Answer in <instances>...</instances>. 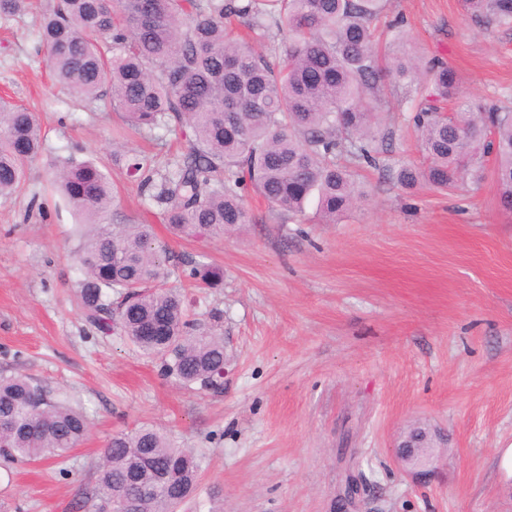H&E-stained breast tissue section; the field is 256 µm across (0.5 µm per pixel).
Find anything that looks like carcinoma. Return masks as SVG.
<instances>
[{
	"label": "carcinoma",
	"instance_id": "cac0c4a2",
	"mask_svg": "<svg viewBox=\"0 0 512 512\" xmlns=\"http://www.w3.org/2000/svg\"><path fill=\"white\" fill-rule=\"evenodd\" d=\"M478 21L512 29V0H464ZM33 8V0H0V18ZM386 0H52L37 37L55 81L77 99L103 102L131 129L175 127L188 149L155 177L153 160L132 154L127 172L159 209L176 238L208 240L252 216V189L292 216L317 199L327 224L361 196L356 176L380 166L391 131L376 122L386 87L415 88L412 122L423 168L401 166L395 179L457 187L461 173L494 158L501 202L512 209V112L459 105L446 116L437 102L458 95L455 72L433 63L419 72L410 39L393 26L380 48L373 23ZM236 19L278 43L258 49L226 33ZM38 114L0 98V199L23 184L43 150ZM54 192L80 216L73 251L81 279L75 298L97 331H114L161 375L216 390L226 364L224 337L191 318L181 289L167 284L169 259L151 224H114L118 192L92 159L48 163ZM198 288H217L222 274L191 256L178 260ZM0 457L6 462L66 457L86 437L84 412L54 400L32 379L0 376ZM193 451L175 446L151 423L108 440L96 475L97 512L147 489L142 512H177L197 490Z\"/></svg>",
	"mask_w": 512,
	"mask_h": 512
}]
</instances>
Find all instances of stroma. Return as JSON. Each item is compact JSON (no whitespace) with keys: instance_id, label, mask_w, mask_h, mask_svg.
I'll return each instance as SVG.
<instances>
[{"instance_id":"stroma-1","label":"stroma","mask_w":512,"mask_h":512,"mask_svg":"<svg viewBox=\"0 0 512 512\" xmlns=\"http://www.w3.org/2000/svg\"><path fill=\"white\" fill-rule=\"evenodd\" d=\"M424 60L447 63L472 104L512 111V30L468 16L462 0H388ZM26 13L0 22V97L36 109L45 151L0 200V374L25 375L89 416L62 460L0 461V512H94L86 497L113 434L151 422L195 449L201 474L182 512H512V213L492 164L457 190L359 175L366 196L325 224L308 203L291 218L249 195L252 223L200 242L172 237L112 152L118 114L52 80ZM413 88L386 91L377 119L386 163L425 166L410 121ZM126 152L157 164L180 133L133 135ZM90 156L119 191L118 222L153 224L175 257L222 270V287L185 285L201 325L222 320L230 365L219 389L163 378L123 336H102L75 301L76 218L65 200L39 212L50 159ZM424 425L448 438L416 478L395 446ZM361 479L355 504L340 496Z\"/></svg>"}]
</instances>
